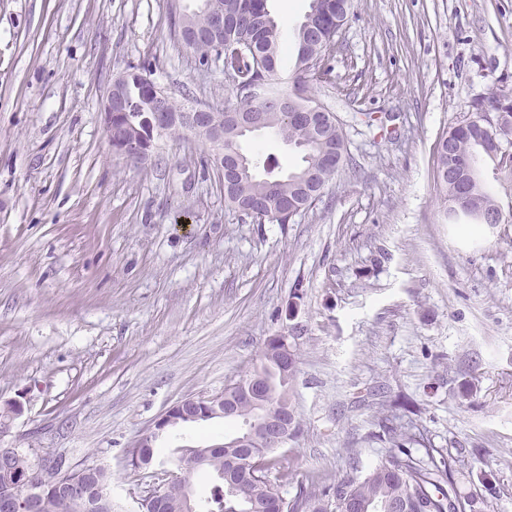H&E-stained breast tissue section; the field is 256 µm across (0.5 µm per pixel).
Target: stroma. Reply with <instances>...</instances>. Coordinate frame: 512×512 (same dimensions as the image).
Returning a JSON list of instances; mask_svg holds the SVG:
<instances>
[{"mask_svg": "<svg viewBox=\"0 0 512 512\" xmlns=\"http://www.w3.org/2000/svg\"><path fill=\"white\" fill-rule=\"evenodd\" d=\"M192 0H0V446L53 448L112 472L121 512L136 440L181 400L223 392L270 337L299 354L295 482L376 459L396 396L433 447L458 453L475 512H512V196L480 239L449 223L436 144L495 89L512 91V0H354L312 96L349 163L290 223L224 208L197 139L142 167L115 156L100 105L130 66L174 101L238 93L173 33ZM375 123L366 126L363 114ZM224 422L161 445L223 442Z\"/></svg>", "mask_w": 512, "mask_h": 512, "instance_id": "obj_1", "label": "stroma"}]
</instances>
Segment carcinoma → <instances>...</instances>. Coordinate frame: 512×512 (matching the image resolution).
I'll use <instances>...</instances> for the list:
<instances>
[{
    "label": "carcinoma",
    "instance_id": "carcinoma-1",
    "mask_svg": "<svg viewBox=\"0 0 512 512\" xmlns=\"http://www.w3.org/2000/svg\"><path fill=\"white\" fill-rule=\"evenodd\" d=\"M340 13L315 38H305L302 27H297L291 42L282 41V30L277 20L267 25L257 16L268 14V0H216V10L241 22L224 27L216 36L185 45L198 55L200 64L209 67L243 72L251 82L262 86L263 92L274 97L284 92L295 96L303 108H320L308 96L311 85L328 78L330 69L323 65L326 53L333 49V39L347 18L352 0H336ZM295 58V75L291 90L281 86L280 73L284 57ZM141 68L131 66L118 79L116 89L122 94L126 112L123 119L112 125V152L121 155L120 148L127 140L135 139L149 145L153 131L144 120L145 113L154 111L152 86L141 77ZM267 131L279 138L300 156L301 163L292 171H279V162L273 156H263L245 147L253 134L239 136L235 147L243 156L247 168L241 173L231 194L224 196L228 211L246 217L257 224L292 221L291 209L301 207L306 211L314 199L306 198L304 184L312 173L321 175L320 184L332 181L347 163L345 138L339 123H334L326 134L316 128L288 122L284 112L271 109L267 112ZM488 115L481 102L473 105L472 116L458 121L444 132L437 147V190L449 203H454L455 186L448 181V153L465 159L477 171L469 181L468 199L474 207L498 208L497 201L487 189L484 171L492 169L499 189L512 196V112L504 115V128L489 135ZM288 378H283L279 362L263 352L260 362L246 372L238 383L255 375L271 382L272 389L266 397L254 402L243 401L238 417L253 420L264 407L288 411L294 426L291 440L301 434L299 415L292 402V384L299 364L297 352L291 353ZM383 440L388 447L381 450L377 459L362 465L359 454L349 449L351 473L332 479L323 475H310L300 481L293 496L286 498L279 491V483L288 482L290 474L280 466L275 449L258 445L251 448L252 464L246 476H237L233 494H228L220 471L228 461L238 457L244 449L231 448V439L224 438V447L176 445L153 447L144 452L130 453L129 466L139 473L152 466H163L184 455L195 454L206 460L203 469L215 478L209 496L195 505V512H349L355 503L361 512H469L471 502L461 497L454 483V472L459 460L447 448H426L423 455L413 449L421 439L407 428L385 415L378 418ZM277 473L276 480L271 474ZM30 474L28 453L20 454L11 468L0 471V497L10 496L22 487ZM69 479L80 483H97L105 488L112 484V472L102 466L93 468L83 464L71 468ZM193 473L181 479H172L164 487L163 512H185L187 484ZM40 512H87L85 504L77 498L60 496L45 491L40 502Z\"/></svg>",
    "mask_w": 512,
    "mask_h": 512
}]
</instances>
